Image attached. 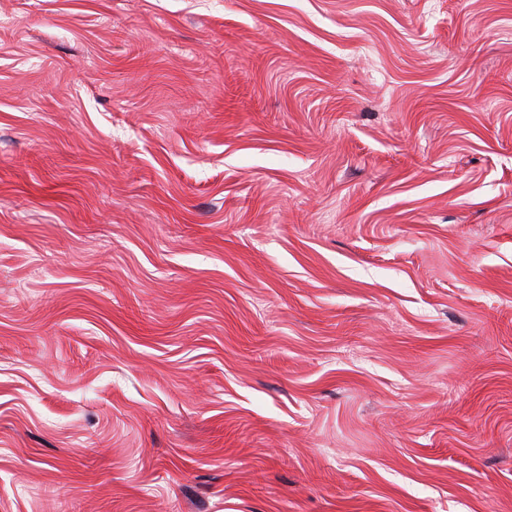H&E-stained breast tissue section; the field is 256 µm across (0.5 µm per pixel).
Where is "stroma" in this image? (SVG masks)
Segmentation results:
<instances>
[{"instance_id":"1","label":"stroma","mask_w":512,"mask_h":512,"mask_svg":"<svg viewBox=\"0 0 512 512\" xmlns=\"http://www.w3.org/2000/svg\"><path fill=\"white\" fill-rule=\"evenodd\" d=\"M0 512H512V0H0Z\"/></svg>"}]
</instances>
